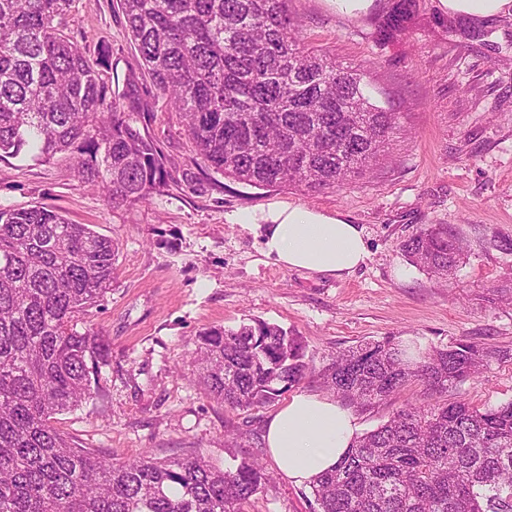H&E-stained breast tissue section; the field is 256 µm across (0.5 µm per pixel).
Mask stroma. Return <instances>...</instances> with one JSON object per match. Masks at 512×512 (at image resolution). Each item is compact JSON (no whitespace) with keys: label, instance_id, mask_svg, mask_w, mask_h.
I'll return each mask as SVG.
<instances>
[{"label":"stroma","instance_id":"obj_1","mask_svg":"<svg viewBox=\"0 0 512 512\" xmlns=\"http://www.w3.org/2000/svg\"><path fill=\"white\" fill-rule=\"evenodd\" d=\"M309 47L367 69L378 105L400 114L389 157L336 190L263 188L205 168L177 112L153 87L117 0H73L60 27L89 58L110 50L113 92L137 78L151 110L138 126L169 160L166 186L149 200L112 207L67 162L0 159V207L46 204L117 242L111 290L78 322L103 336L90 373L98 394L54 426L78 448L115 461L200 453L220 467L254 457L272 481L246 512H314L311 489L274 473L264 440L273 407L242 413L210 395L195 359L201 330L259 319L292 330L310 372L301 389L325 393L320 373L337 353L386 336L425 349L466 339L501 355L450 390L449 400L496 406L512 400V303L494 288L512 282V16L475 22L439 0H418L407 29L380 44L373 23L388 0L357 16L331 0H290ZM286 203L337 215L364 229L369 257L353 273L288 269L260 251L250 214ZM427 224H451L468 244L441 281L411 265L401 244ZM243 440L224 445L227 428Z\"/></svg>","mask_w":512,"mask_h":512}]
</instances>
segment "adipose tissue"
Returning a JSON list of instances; mask_svg holds the SVG:
<instances>
[{
  "instance_id": "adipose-tissue-1",
  "label": "adipose tissue",
  "mask_w": 512,
  "mask_h": 512,
  "mask_svg": "<svg viewBox=\"0 0 512 512\" xmlns=\"http://www.w3.org/2000/svg\"><path fill=\"white\" fill-rule=\"evenodd\" d=\"M260 219L261 252L284 267L336 276L369 257L362 228L340 217L275 205ZM359 431L357 417L335 397L299 391L269 419L265 442L279 474L306 485L344 459Z\"/></svg>"
}]
</instances>
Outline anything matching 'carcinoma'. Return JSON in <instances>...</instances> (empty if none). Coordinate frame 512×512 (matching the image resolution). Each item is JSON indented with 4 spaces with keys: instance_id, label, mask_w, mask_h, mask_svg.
Returning a JSON list of instances; mask_svg holds the SVG:
<instances>
[{
    "instance_id": "1",
    "label": "carcinoma",
    "mask_w": 512,
    "mask_h": 512,
    "mask_svg": "<svg viewBox=\"0 0 512 512\" xmlns=\"http://www.w3.org/2000/svg\"><path fill=\"white\" fill-rule=\"evenodd\" d=\"M73 0H0V157L67 156L112 206L165 184V157L135 125L141 88L102 77L58 27ZM289 0H119L153 86L180 115L197 155L266 188L318 193L379 160L398 113L371 101L360 68L304 46ZM417 0H393L375 34L403 30ZM118 247L52 207H0V512H245L263 464L222 469L195 454L114 462L73 447L54 415L93 398L88 363L104 341L77 329L112 286ZM410 264L446 279L464 259L457 229L426 224L404 241ZM209 393L236 411L275 402L306 378L302 340L256 320L199 333ZM496 352L461 340L410 359L393 337L366 341L323 369L345 405L384 403L413 383L431 398L489 366ZM318 512H512V401H426L355 440L311 485Z\"/></svg>"
}]
</instances>
